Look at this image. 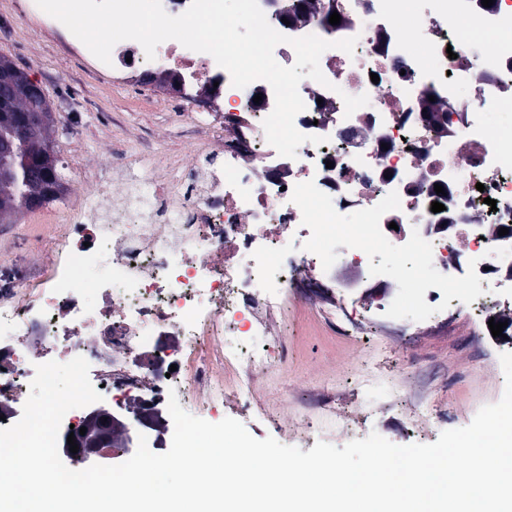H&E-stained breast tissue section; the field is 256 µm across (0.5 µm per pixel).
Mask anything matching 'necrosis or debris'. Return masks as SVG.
<instances>
[{
    "label": "necrosis or debris",
    "mask_w": 512,
    "mask_h": 512,
    "mask_svg": "<svg viewBox=\"0 0 512 512\" xmlns=\"http://www.w3.org/2000/svg\"><path fill=\"white\" fill-rule=\"evenodd\" d=\"M258 4L287 37L274 50L279 64L295 62L291 39L332 43L320 58L326 81L300 83L295 118L323 144L280 156L263 128L275 103L268 82L234 87L210 54L161 43L156 54L181 76L183 97L211 85L223 98L224 164L172 185L156 179L141 201L107 183L79 197L65 236L89 230L92 245L70 249L49 285L0 290V401L13 406L0 427L17 423L27 400L30 361L16 343L31 334L45 353L95 363L108 393L162 406L200 388L211 400L228 390L245 399L257 374L288 359L287 348L272 358L245 339L270 335L269 312L290 300L379 288L377 311L391 319L401 304L389 280L414 275L416 309L432 322L437 300L468 304L448 295L453 271L467 269L478 292L512 291V136L483 119L512 108V0H335L333 28L286 0ZM466 22L493 35L477 69L464 57ZM351 37L353 53L334 48ZM346 94L369 103L346 114ZM436 202L443 211L432 212ZM349 213L361 232L352 244L337 232ZM292 232L307 244L303 260L286 253ZM423 253L432 266L421 278ZM169 336L179 339L173 354Z\"/></svg>",
    "instance_id": "1"
}]
</instances>
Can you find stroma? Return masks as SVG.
<instances>
[{
  "mask_svg": "<svg viewBox=\"0 0 512 512\" xmlns=\"http://www.w3.org/2000/svg\"><path fill=\"white\" fill-rule=\"evenodd\" d=\"M0 54L24 68L51 102L66 173L65 191L52 203L55 214L69 209L79 182L109 176L122 156L142 154L128 175L140 184L170 154L187 166L199 164L193 131L179 121L171 92L156 81L146 97L130 81L98 72L75 36L51 28L28 0H0ZM62 231L26 212L15 223H0V288L50 280L61 262ZM416 286L413 278L390 282L389 291L409 302L394 321L377 317V299L367 293L296 306L285 316L272 311L274 325L287 327V363L256 377L249 403L228 391L221 406L190 402L186 411L213 423L234 418L254 438L270 436L305 452L320 441L340 447L373 432L397 445L430 444L443 431L469 425L482 406L503 395L500 356L512 353V335H485L464 311H448L436 324L421 322L410 305Z\"/></svg>",
  "mask_w": 512,
  "mask_h": 512,
  "instance_id": "35a3bbf8",
  "label": "stroma"
}]
</instances>
